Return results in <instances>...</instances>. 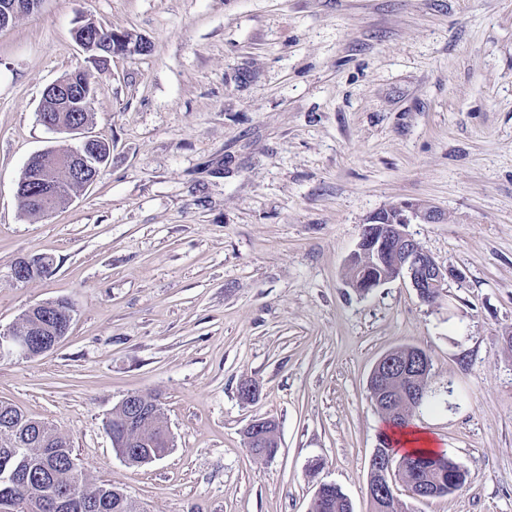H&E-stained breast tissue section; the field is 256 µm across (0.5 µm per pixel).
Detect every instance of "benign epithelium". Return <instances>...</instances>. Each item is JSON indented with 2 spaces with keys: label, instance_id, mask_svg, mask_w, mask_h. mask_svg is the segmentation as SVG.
Masks as SVG:
<instances>
[{
  "label": "benign epithelium",
  "instance_id": "7a95c632",
  "mask_svg": "<svg viewBox=\"0 0 512 512\" xmlns=\"http://www.w3.org/2000/svg\"><path fill=\"white\" fill-rule=\"evenodd\" d=\"M37 6L36 0H14L4 5L3 12L14 19L18 14L31 11ZM92 49L95 54L86 56V62L94 66L100 54L113 55L120 50L135 54L140 51V45L130 44L123 37L116 36L112 42L95 40ZM65 108H86L82 87L73 75L50 84L38 105L39 121L50 130L70 134L73 143L65 150L43 149L32 154L30 166L33 168V176L17 185L16 196L19 199L25 193L39 192L42 212L45 214L61 208L62 196L58 189L61 175H67L71 181H81L88 178L97 165L96 151L93 150L97 137L88 131V125L66 126L54 118L53 113ZM444 219L445 215L440 209L427 203L401 204L375 212L366 219L362 229L377 224H384L386 228L374 237L370 246L365 242V235H360L349 265L357 261L371 264L379 259L380 254L388 253L393 259L391 279L408 280L418 293L427 288L440 294L448 279L457 278L460 273L438 264L407 231V226L413 223L439 224ZM44 274L42 263L26 257L16 259L10 269L11 277L17 282H26L31 276L36 278ZM33 347V337L19 332L16 325L0 331L1 362L14 357H28Z\"/></svg>",
  "mask_w": 512,
  "mask_h": 512
}]
</instances>
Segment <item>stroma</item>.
<instances>
[{"label":"stroma","mask_w":512,"mask_h":512,"mask_svg":"<svg viewBox=\"0 0 512 512\" xmlns=\"http://www.w3.org/2000/svg\"><path fill=\"white\" fill-rule=\"evenodd\" d=\"M88 22L150 48L97 78L98 179L34 217L22 170L66 143L37 107L84 65L71 31ZM405 203L447 216L407 227L461 273L435 303L400 279L348 283L367 217ZM22 256L54 264L18 283ZM57 299L68 335L0 362V400L139 512H309L321 481L369 512L368 379L404 345L431 359L412 420L469 477L427 501L397 484L403 512H512V0H42L17 16L0 29V330ZM132 392L157 396L173 438L138 467L105 430ZM256 417L278 424L274 459L246 444Z\"/></svg>","instance_id":"obj_1"}]
</instances>
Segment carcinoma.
Masks as SVG:
<instances>
[{"label": "carcinoma", "mask_w": 512, "mask_h": 512, "mask_svg": "<svg viewBox=\"0 0 512 512\" xmlns=\"http://www.w3.org/2000/svg\"><path fill=\"white\" fill-rule=\"evenodd\" d=\"M391 259L384 256L379 264H368L355 271L352 282L359 285L377 281L390 273ZM408 357L406 349L389 352L390 363L383 364L382 388L390 387L404 393L410 389H423L428 378L387 382L394 377L396 362ZM155 398L143 395L145 406L139 423L129 434L135 443L127 444L125 453L128 465L145 463L149 453L166 452L161 436L167 425H158L152 413ZM129 411L116 407L106 421L105 429L110 435L121 433L126 427ZM250 451L257 456L271 459L278 451L276 427L264 430V436ZM377 452L392 457L399 463L396 480L407 486L425 484L432 487L433 497L454 494L467 481L468 472L445 454L430 455L423 451L406 454L400 458L393 453V444L387 435L379 437ZM322 509L311 505V512H353L348 497L338 486L325 490L321 497ZM0 512H137L131 499L123 489L111 483L92 485L80 470L72 456L71 446L54 428L49 434H38L36 418L21 408L0 403Z\"/></svg>", "instance_id": "carcinoma-1"}]
</instances>
